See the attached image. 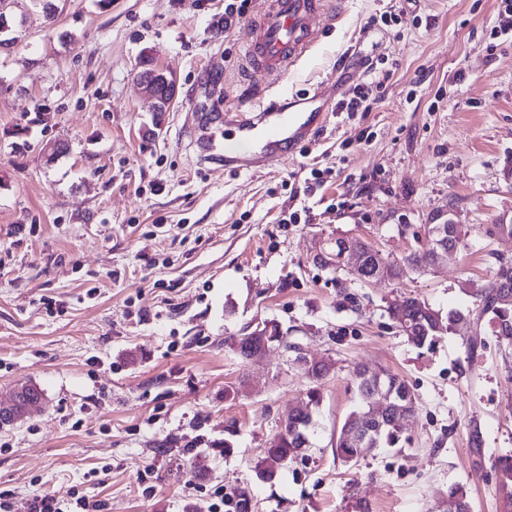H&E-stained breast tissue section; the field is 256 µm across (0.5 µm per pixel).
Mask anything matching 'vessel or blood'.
<instances>
[{
    "label": "vessel or blood",
    "mask_w": 512,
    "mask_h": 512,
    "mask_svg": "<svg viewBox=\"0 0 512 512\" xmlns=\"http://www.w3.org/2000/svg\"><path fill=\"white\" fill-rule=\"evenodd\" d=\"M327 0H262L259 15L250 22L254 37L244 45L251 74L264 77L263 89L233 104H224L226 118L209 130L207 148L221 147L225 168L249 173L272 162H285L321 126L326 87H319L305 103L284 99L272 75H285L316 46L319 17Z\"/></svg>",
    "instance_id": "1"
}]
</instances>
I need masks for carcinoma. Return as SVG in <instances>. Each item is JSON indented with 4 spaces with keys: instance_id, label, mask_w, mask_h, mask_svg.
Returning <instances> with one entry per match:
<instances>
[{
    "instance_id": "obj_1",
    "label": "carcinoma",
    "mask_w": 512,
    "mask_h": 512,
    "mask_svg": "<svg viewBox=\"0 0 512 512\" xmlns=\"http://www.w3.org/2000/svg\"><path fill=\"white\" fill-rule=\"evenodd\" d=\"M470 229L463 224L448 228V259L455 258L467 245ZM354 242L363 251L365 260L357 274L348 273L342 265V251L346 243ZM439 239L428 237V249L414 253L402 261H391L370 243L354 237H338L335 241L323 244L316 259L324 265L332 266L336 273L350 280L367 282L378 275V269L387 268V278L398 280L408 270L427 266L432 250ZM389 318L407 342L417 348L431 345L435 339L455 326L468 324L474 329L469 338V350H475L478 336L488 331L497 341L512 345V260L498 256L490 267L487 287L475 301V308L467 307L443 313L428 303L416 298L398 299L387 308ZM231 347L242 360L252 359L258 352H267L274 347L297 351V347L284 342L278 326L264 322L260 335L250 332L244 336H231ZM309 380L313 383L306 399L299 404L294 414L288 416V424L280 430L265 456L258 464V475L264 481L275 479L278 469L288 460L301 455L309 448V435L314 426L316 408L320 403L318 384L329 376L333 364L324 359L308 360L301 355L294 357ZM358 406L343 421L336 434V456L346 465L353 466L361 458L382 448H395L401 443L400 420L396 414L402 411L408 415L415 412L417 397L412 388L386 369L374 371L356 368L352 373ZM502 474L501 493L505 512H512V457L498 460ZM449 497L466 512H472V500L463 485L449 490Z\"/></svg>"
}]
</instances>
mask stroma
<instances>
[{
	"instance_id": "1",
	"label": "stroma",
	"mask_w": 512,
	"mask_h": 512,
	"mask_svg": "<svg viewBox=\"0 0 512 512\" xmlns=\"http://www.w3.org/2000/svg\"><path fill=\"white\" fill-rule=\"evenodd\" d=\"M500 5L331 0L315 48L276 82L291 95L332 73L339 95L361 85L377 104L330 114L289 161L238 174L203 150L188 106L216 61L224 98L264 84L244 65L248 20L215 25L224 0H57L51 17L0 0L18 22L0 51V402L25 384L42 392L32 416L0 424L13 512L71 488L104 512H201L223 495L250 512H452L455 484L473 512H502L512 347L489 336L469 350L461 327L419 349L386 312L410 296L465 307L492 253L512 257V237L482 234L512 223ZM144 57L177 81L167 112L142 92ZM314 168L329 176L310 193ZM443 215L470 228L468 248L401 280L340 283L314 260L345 235L401 259ZM264 321L335 362L310 448L270 483L256 466L311 383L283 350L244 362L226 344ZM358 365L404 379L418 410L402 447L351 467L332 440L357 404Z\"/></svg>"
}]
</instances>
